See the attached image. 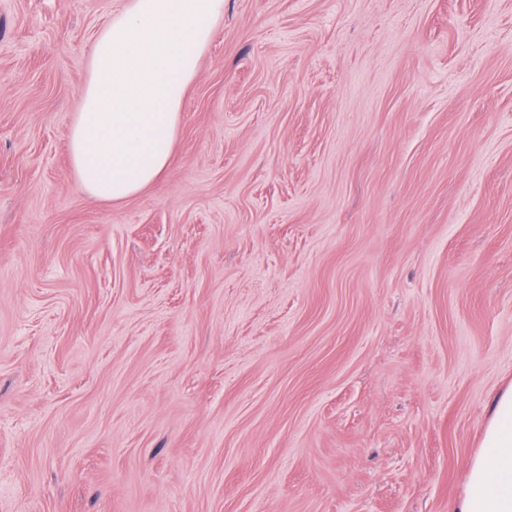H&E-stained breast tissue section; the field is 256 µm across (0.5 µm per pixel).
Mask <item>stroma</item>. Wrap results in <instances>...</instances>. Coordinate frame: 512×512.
<instances>
[{"label": "stroma", "mask_w": 512, "mask_h": 512, "mask_svg": "<svg viewBox=\"0 0 512 512\" xmlns=\"http://www.w3.org/2000/svg\"><path fill=\"white\" fill-rule=\"evenodd\" d=\"M123 3L0 0V512H448L512 384V0H224L106 205Z\"/></svg>", "instance_id": "35a3bbf8"}]
</instances>
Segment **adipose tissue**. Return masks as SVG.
<instances>
[{
  "mask_svg": "<svg viewBox=\"0 0 512 512\" xmlns=\"http://www.w3.org/2000/svg\"><path fill=\"white\" fill-rule=\"evenodd\" d=\"M224 0H126L98 32L70 129L76 183L121 203L154 184L172 158L185 93ZM448 512H512V386L497 394Z\"/></svg>",
  "mask_w": 512,
  "mask_h": 512,
  "instance_id": "adipose-tissue-1",
  "label": "adipose tissue"
}]
</instances>
